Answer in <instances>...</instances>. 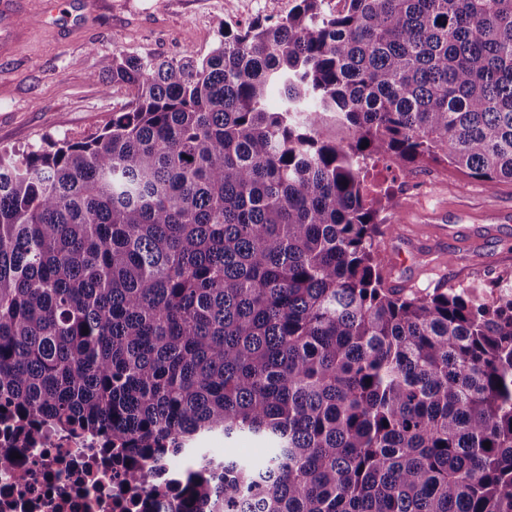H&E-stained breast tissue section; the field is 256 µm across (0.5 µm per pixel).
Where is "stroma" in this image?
<instances>
[{
	"label": "stroma",
	"mask_w": 512,
	"mask_h": 512,
	"mask_svg": "<svg viewBox=\"0 0 512 512\" xmlns=\"http://www.w3.org/2000/svg\"><path fill=\"white\" fill-rule=\"evenodd\" d=\"M293 0H0V148L96 131L130 101L104 84L112 56L203 57L223 29L286 16ZM395 197L375 251L390 284L412 291L512 274V182L487 186L444 162L375 161Z\"/></svg>",
	"instance_id": "1"
}]
</instances>
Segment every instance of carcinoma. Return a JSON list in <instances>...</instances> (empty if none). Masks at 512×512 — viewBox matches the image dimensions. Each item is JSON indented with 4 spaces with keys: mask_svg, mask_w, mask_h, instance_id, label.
Returning a JSON list of instances; mask_svg holds the SVG:
<instances>
[{
    "mask_svg": "<svg viewBox=\"0 0 512 512\" xmlns=\"http://www.w3.org/2000/svg\"><path fill=\"white\" fill-rule=\"evenodd\" d=\"M294 2L115 54L101 129L0 148V418L266 445L203 453L180 512H512V281L390 285L366 184L386 155L512 182V0ZM202 447L214 448L216 451L224 452L230 457L243 458L253 462L261 461L266 455V448H262V445L252 440L229 443L226 448L223 441L211 440Z\"/></svg>",
    "mask_w": 512,
    "mask_h": 512,
    "instance_id": "obj_1",
    "label": "carcinoma"
}]
</instances>
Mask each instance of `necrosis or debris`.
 <instances>
[{
	"label": "necrosis or debris",
	"mask_w": 512,
	"mask_h": 512,
	"mask_svg": "<svg viewBox=\"0 0 512 512\" xmlns=\"http://www.w3.org/2000/svg\"><path fill=\"white\" fill-rule=\"evenodd\" d=\"M183 459L144 461L149 481L133 485L98 437L47 430L25 440L0 424V512H173L174 484L201 453Z\"/></svg>",
	"instance_id": "obj_1"
}]
</instances>
